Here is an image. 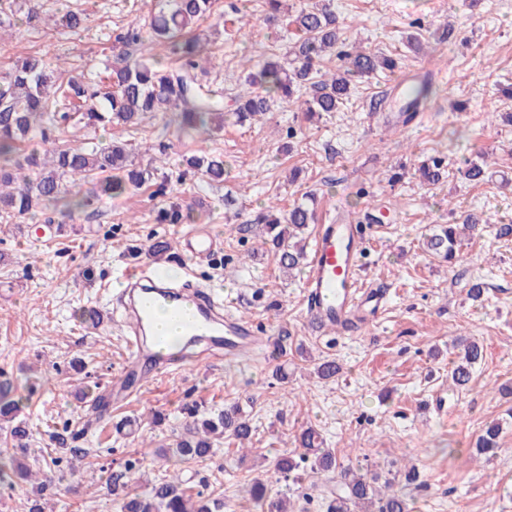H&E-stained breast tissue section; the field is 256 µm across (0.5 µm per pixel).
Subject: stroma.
<instances>
[{"instance_id": "stroma-1", "label": "stroma", "mask_w": 512, "mask_h": 512, "mask_svg": "<svg viewBox=\"0 0 512 512\" xmlns=\"http://www.w3.org/2000/svg\"><path fill=\"white\" fill-rule=\"evenodd\" d=\"M74 2L39 0L37 20L21 16L0 30V69L28 52L87 73L119 56L140 57V49L115 45L113 36L153 12L156 0H85L88 17L71 30L56 19ZM423 2L331 0L348 42L400 59L394 73L359 83L341 111L310 117L278 102L259 121L241 125L226 117L220 132L183 135L169 112L113 129L114 138L136 143L133 162L141 168L161 151L174 165L204 152L223 154L224 183L189 179L173 186L178 200L194 208L197 224L157 223L165 200L150 182L104 199L98 211H74L61 236H44L40 215L0 219V373L32 397L24 418L33 448L48 447L50 433L67 427L92 454L83 478L69 466L56 468L46 512H116L104 489L107 472L143 451L144 438L173 444L179 428L153 426L151 417L193 399L212 409L239 400L252 419L249 450L221 439L214 456L187 472L196 491L223 482L224 512H253L243 483L276 456L295 453L294 436L306 425L341 462L382 476L416 465L414 512H512V240L496 239L492 230L512 216V0H438L433 14ZM215 10L223 27L208 19L197 31L217 59L207 68L210 86L231 94L240 89L246 61L284 57L295 35L269 19L263 0H217ZM411 35L419 49L409 48ZM421 67L433 95L405 126L390 90L416 82ZM109 134L70 126L58 139L76 149ZM484 153L489 177L463 179L459 166ZM431 156L447 165L435 185L415 171ZM228 197L233 205H225ZM273 200L284 213L297 204L314 208L319 224L371 215L376 229L362 277L387 289L376 320L346 332H314L305 316V273L280 271L255 224ZM470 212L489 225L464 240L455 263L423 253L433 225L460 223ZM198 224L218 252L186 260L191 280L214 288L228 310L259 322L266 336L287 328L292 342L282 356L264 345L248 357L185 364L118 401L106 387L126 358L122 326L115 320L91 327L76 313L105 308L103 286L114 268L135 262L130 247L162 236L179 240ZM89 268L91 280L83 276ZM475 283L484 287L477 301L468 294ZM270 299L279 313L265 310ZM459 338L484 346L464 389L451 388L449 377ZM323 357L340 365L336 378L315 374ZM444 385L453 410L443 419L432 393ZM87 387L105 391L108 419L98 420L79 400ZM494 420L502 424L501 447L494 457L477 456L475 441Z\"/></svg>"}]
</instances>
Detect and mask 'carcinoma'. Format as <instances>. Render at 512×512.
I'll list each match as a JSON object with an SVG mask.
<instances>
[{
    "instance_id": "obj_1",
    "label": "carcinoma",
    "mask_w": 512,
    "mask_h": 512,
    "mask_svg": "<svg viewBox=\"0 0 512 512\" xmlns=\"http://www.w3.org/2000/svg\"><path fill=\"white\" fill-rule=\"evenodd\" d=\"M26 0H0V23L16 17ZM160 9L145 23L131 22L115 36L125 46L163 43L168 57L151 54L134 63L107 66L88 78L63 66L51 70L42 56L18 57L0 72V218L35 215L50 206L64 210L91 209L104 198H117L131 189L140 188L147 179L160 173L157 193L165 194L171 177L165 171L166 159L157 158L160 166L150 170L134 167L129 158L135 146L129 141L109 140L91 143L86 148L70 149L56 145V133L74 126H133L155 112L178 114L185 131L197 128L224 129V91L202 83L199 71L205 44L187 30L212 14L215 0H159ZM269 16L280 17L295 25L299 32L294 58L284 66L275 61L255 65L245 79L246 89L235 96L232 115L243 123L270 110L278 100L295 102L308 114L337 112L348 100L352 89L364 78L381 69L393 70V59L376 52L357 49L346 42L344 24L328 7L302 8L294 15L281 14L282 0H266ZM62 25L79 29L85 21L84 10L70 6L60 18ZM333 51L341 65L332 72L319 74L313 80L315 66ZM313 84L315 93L300 99L297 92ZM259 87L257 93L253 87ZM432 86L426 81L407 87L400 119L407 125L414 113L428 99ZM177 180L188 173L200 175L207 183L224 181V156L206 153L183 160ZM418 171L427 184L440 182L444 160L431 157ZM471 182H481L487 173L486 156L465 161L462 170ZM97 180V189L85 197L69 194V185L80 180ZM193 219V210L172 201L157 215L160 224H183ZM312 220V212L302 204L285 216L274 206L261 215V225L271 238L279 267L293 270L304 260V253L294 239ZM484 223L483 216L467 214L462 224H440L425 237L424 251L433 257L453 262L458 258V245L464 229ZM157 259H173L174 246L158 240L148 246ZM484 358V347L476 342L464 345L451 370L454 386L468 385L475 364ZM31 406L28 397L18 395L9 379L0 380V484L10 489L14 479H30L33 472L27 463L31 455L30 432L21 414ZM250 443L253 427L239 403L224 405L207 416L196 408L186 411L183 433L176 447L159 453L173 463L176 471L170 478H160L141 492H129L138 482L147 457L130 459L118 476H109L116 512H224V492L214 489L204 496L193 495L183 487L181 471L189 464L212 457L214 441L222 437ZM302 452L294 457L282 455L274 459L273 470L278 480L297 485L301 473L336 474V488L322 501L323 512H412L411 498L403 489L395 488L396 478H387L377 486L378 476L366 475L338 462L335 452L323 447L320 434L312 427L296 437ZM500 448V429L486 427L476 441V452L490 456ZM246 492L257 512H288L287 493L272 495L268 479L253 477Z\"/></svg>"
}]
</instances>
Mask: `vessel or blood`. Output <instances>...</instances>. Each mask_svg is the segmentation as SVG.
<instances>
[{"label": "vessel or blood", "mask_w": 512, "mask_h": 512, "mask_svg": "<svg viewBox=\"0 0 512 512\" xmlns=\"http://www.w3.org/2000/svg\"><path fill=\"white\" fill-rule=\"evenodd\" d=\"M366 233V225L348 220L320 225L315 234L307 265L305 303L307 317L320 328L337 329L348 321L372 320L384 303V290L361 285L360 259ZM182 250L197 257L209 255L213 239L206 230H196L184 236ZM118 276L127 284L118 298L126 309L127 333V357L121 368L119 389L137 388L157 379L174 363L150 337L152 305L186 311L189 320L182 329V342L205 346L214 354L240 356L250 353L261 341L258 323L225 315L223 302L202 294L191 283L176 287L167 274L143 268H124Z\"/></svg>", "instance_id": "obj_1"}]
</instances>
